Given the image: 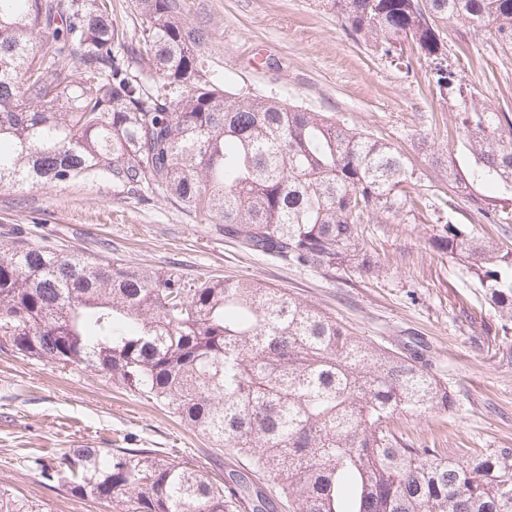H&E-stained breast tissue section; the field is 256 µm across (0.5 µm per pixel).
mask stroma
<instances>
[{"label":"stroma","mask_w":512,"mask_h":512,"mask_svg":"<svg viewBox=\"0 0 512 512\" xmlns=\"http://www.w3.org/2000/svg\"><path fill=\"white\" fill-rule=\"evenodd\" d=\"M179 15L205 34L207 64L231 89L275 94L397 147L421 179L429 210L362 225V239L385 264L380 276L297 268L253 253L178 204L136 203L110 183L0 188V247L22 241L101 255L184 276L241 278L278 288L335 317L352 335L403 354L447 385L453 405L401 416L397 428L416 448H512V331L500 328L458 259L429 238L444 179L417 143L468 153L451 133L454 98L438 94L426 59L411 71L392 66L371 43L348 35L331 0H178ZM457 76L497 111L512 115V50L489 33L452 22L445 29ZM158 448L214 465L200 436L159 408L112 387L100 373L60 368L0 352V486L43 512H111L102 502L48 486L31 469L35 456L66 449Z\"/></svg>","instance_id":"stroma-1"}]
</instances>
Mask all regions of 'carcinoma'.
<instances>
[{
    "mask_svg": "<svg viewBox=\"0 0 512 512\" xmlns=\"http://www.w3.org/2000/svg\"><path fill=\"white\" fill-rule=\"evenodd\" d=\"M333 6L395 67H411L405 42L433 64L472 160L424 139L418 151L487 223L512 224L509 115L463 87L443 34L461 22L512 49V0ZM134 8L143 22L131 40L112 0H0V188L105 181L143 203L162 193L265 256L379 275L360 225L426 206L408 157L324 112L226 90L176 0ZM431 245L467 264L512 329V250L439 217ZM0 349L92 369L210 451L247 460L213 474L148 448L34 458L44 481L112 512H275L254 474L278 483L288 512H512V448L401 444L395 419L448 410V386L277 288L18 242L0 248ZM0 512L41 508L1 488Z\"/></svg>",
    "mask_w": 512,
    "mask_h": 512,
    "instance_id": "carcinoma-1",
    "label": "carcinoma"
}]
</instances>
